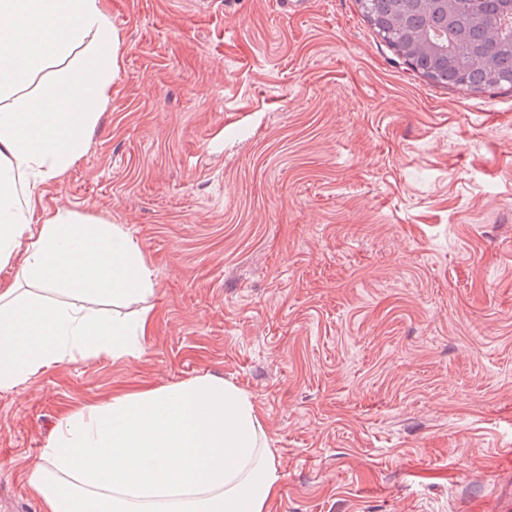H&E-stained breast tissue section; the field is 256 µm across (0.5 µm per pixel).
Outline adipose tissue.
<instances>
[{
	"label": "adipose tissue",
	"mask_w": 512,
	"mask_h": 512,
	"mask_svg": "<svg viewBox=\"0 0 512 512\" xmlns=\"http://www.w3.org/2000/svg\"><path fill=\"white\" fill-rule=\"evenodd\" d=\"M120 62L103 0H0V391L137 356L149 331L154 272L135 239L38 212V189L85 153ZM136 299L134 317L110 309ZM24 479L41 512H269L281 476L251 397L206 374L60 413Z\"/></svg>",
	"instance_id": "ef3b65f1"
}]
</instances>
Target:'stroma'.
I'll return each instance as SVG.
<instances>
[{
  "mask_svg": "<svg viewBox=\"0 0 512 512\" xmlns=\"http://www.w3.org/2000/svg\"><path fill=\"white\" fill-rule=\"evenodd\" d=\"M122 40L47 211L120 224L155 276L138 357L0 392V498L61 411L205 374L246 390L271 512L512 500V89L432 84L358 0H105Z\"/></svg>",
  "mask_w": 512,
  "mask_h": 512,
  "instance_id": "1",
  "label": "stroma"
}]
</instances>
